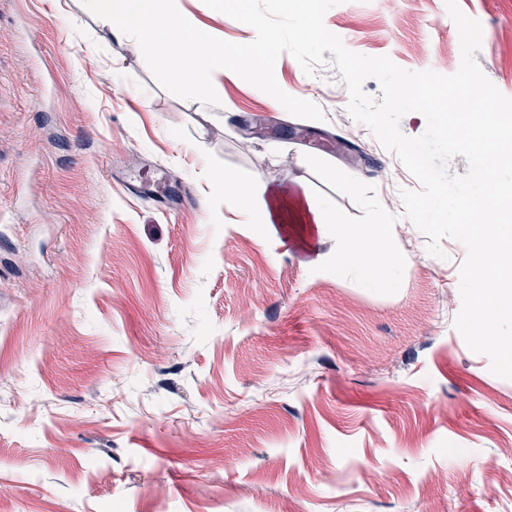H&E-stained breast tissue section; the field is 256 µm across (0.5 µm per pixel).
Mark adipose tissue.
Masks as SVG:
<instances>
[{
    "mask_svg": "<svg viewBox=\"0 0 512 512\" xmlns=\"http://www.w3.org/2000/svg\"><path fill=\"white\" fill-rule=\"evenodd\" d=\"M231 178L224 172H216L213 184L216 190L225 192V203L244 224H281L288 216V195L269 189L260 177L231 186ZM343 243L337 255V266L351 269L358 277L374 288L388 287L373 257L384 251L385 240L378 225L367 224L342 233Z\"/></svg>",
    "mask_w": 512,
    "mask_h": 512,
    "instance_id": "1",
    "label": "adipose tissue"
}]
</instances>
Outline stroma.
<instances>
[{
  "instance_id": "stroma-1",
  "label": "stroma",
  "mask_w": 512,
  "mask_h": 512,
  "mask_svg": "<svg viewBox=\"0 0 512 512\" xmlns=\"http://www.w3.org/2000/svg\"><path fill=\"white\" fill-rule=\"evenodd\" d=\"M458 5L512 97V0ZM324 24L409 71L461 64L445 0H341ZM275 77L322 120L229 70L219 106L177 97L82 0H0V512H512V379L454 326L465 245L428 253L417 180L332 64L285 53ZM217 170L385 221L390 287L337 269L335 225L237 223ZM159 171L179 210L124 186Z\"/></svg>"
}]
</instances>
